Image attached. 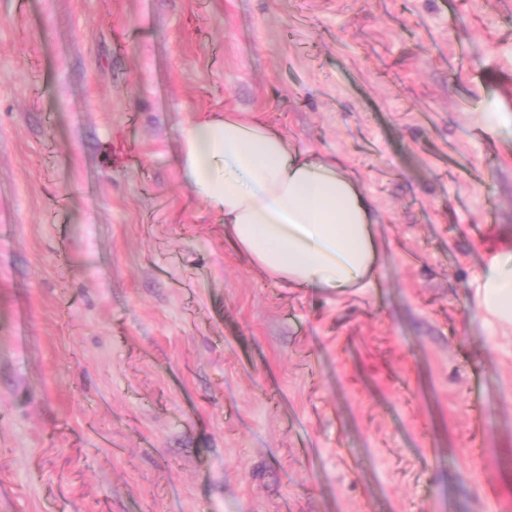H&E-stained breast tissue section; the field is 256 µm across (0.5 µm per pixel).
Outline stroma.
<instances>
[{
    "label": "stroma",
    "mask_w": 512,
    "mask_h": 512,
    "mask_svg": "<svg viewBox=\"0 0 512 512\" xmlns=\"http://www.w3.org/2000/svg\"><path fill=\"white\" fill-rule=\"evenodd\" d=\"M371 198L374 286L267 277L181 130ZM512 0H0V512H512ZM480 305L512 326V253L496 255L486 267L478 291Z\"/></svg>",
    "instance_id": "1"
}]
</instances>
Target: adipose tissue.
Masks as SVG:
<instances>
[{"label": "adipose tissue", "mask_w": 512, "mask_h": 512, "mask_svg": "<svg viewBox=\"0 0 512 512\" xmlns=\"http://www.w3.org/2000/svg\"><path fill=\"white\" fill-rule=\"evenodd\" d=\"M183 140L184 180L252 265L313 295L373 285L374 205L335 159L291 148L258 114L196 118ZM478 299L512 326V253L489 262Z\"/></svg>", "instance_id": "obj_1"}]
</instances>
